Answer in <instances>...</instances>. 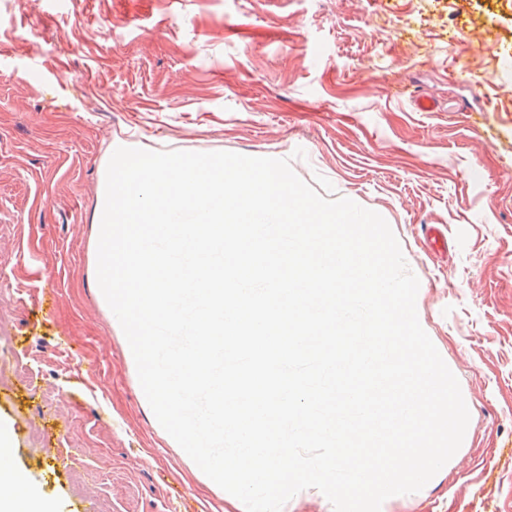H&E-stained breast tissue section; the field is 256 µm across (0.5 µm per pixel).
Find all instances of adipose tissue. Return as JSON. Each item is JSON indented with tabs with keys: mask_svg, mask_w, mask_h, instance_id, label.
Returning <instances> with one entry per match:
<instances>
[{
	"mask_svg": "<svg viewBox=\"0 0 512 512\" xmlns=\"http://www.w3.org/2000/svg\"><path fill=\"white\" fill-rule=\"evenodd\" d=\"M51 500L36 491L27 475L13 464V441L0 428V512H57Z\"/></svg>",
	"mask_w": 512,
	"mask_h": 512,
	"instance_id": "ef3b65f1",
	"label": "adipose tissue"
}]
</instances>
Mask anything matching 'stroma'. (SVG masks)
Returning a JSON list of instances; mask_svg holds the SVG:
<instances>
[{
	"mask_svg": "<svg viewBox=\"0 0 512 512\" xmlns=\"http://www.w3.org/2000/svg\"><path fill=\"white\" fill-rule=\"evenodd\" d=\"M111 146L287 158L323 197L383 216L470 422L381 512H512V0H0L14 462L61 512L102 495L112 512H245L161 427L92 287Z\"/></svg>",
	"mask_w": 512,
	"mask_h": 512,
	"instance_id": "1",
	"label": "stroma"
}]
</instances>
